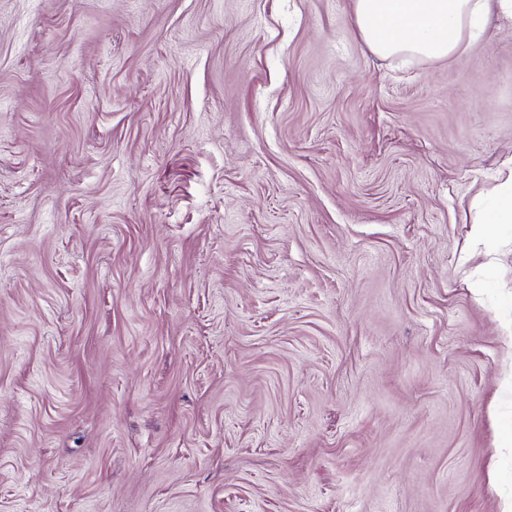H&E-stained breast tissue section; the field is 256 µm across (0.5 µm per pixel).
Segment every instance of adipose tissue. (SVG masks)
Returning a JSON list of instances; mask_svg holds the SVG:
<instances>
[{"label": "adipose tissue", "mask_w": 512, "mask_h": 512, "mask_svg": "<svg viewBox=\"0 0 512 512\" xmlns=\"http://www.w3.org/2000/svg\"><path fill=\"white\" fill-rule=\"evenodd\" d=\"M352 17L372 54L437 62L474 42L493 20L512 23V0H352ZM501 224H512V172L495 187L475 233L490 236Z\"/></svg>", "instance_id": "1"}]
</instances>
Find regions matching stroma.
<instances>
[{
	"label": "stroma",
	"mask_w": 512,
	"mask_h": 512,
	"mask_svg": "<svg viewBox=\"0 0 512 512\" xmlns=\"http://www.w3.org/2000/svg\"><path fill=\"white\" fill-rule=\"evenodd\" d=\"M351 2L0 0V512H512V24ZM360 39L378 57L452 58L494 20L512 23L511 0H352ZM475 224L478 237L494 234L498 224H512V169L495 187Z\"/></svg>",
	"instance_id": "35a3bbf8"
}]
</instances>
